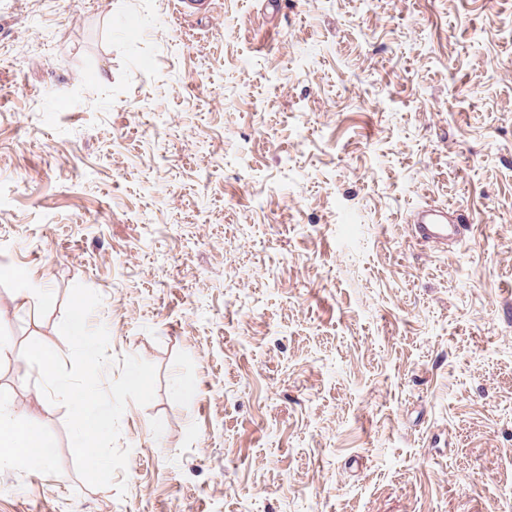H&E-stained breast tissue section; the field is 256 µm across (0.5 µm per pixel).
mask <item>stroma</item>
<instances>
[{
  "mask_svg": "<svg viewBox=\"0 0 512 512\" xmlns=\"http://www.w3.org/2000/svg\"><path fill=\"white\" fill-rule=\"evenodd\" d=\"M177 2L0 0V512H512V0ZM77 284L157 371L105 487L22 355ZM411 220L409 235L416 244L448 245L462 239L465 224H471L474 218L462 209L427 205L418 208ZM44 444L32 424L19 426L0 405V462L45 460Z\"/></svg>",
  "mask_w": 512,
  "mask_h": 512,
  "instance_id": "1",
  "label": "stroma"
}]
</instances>
